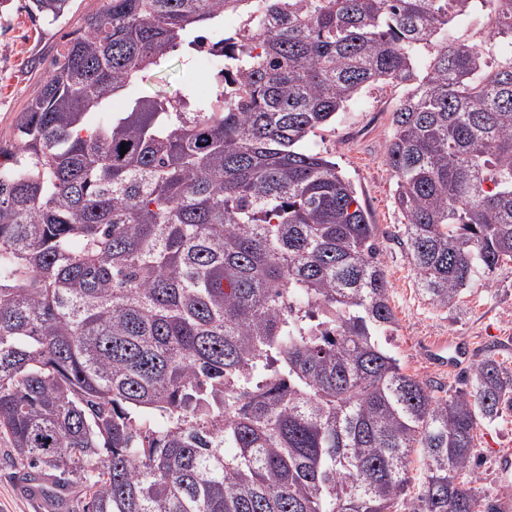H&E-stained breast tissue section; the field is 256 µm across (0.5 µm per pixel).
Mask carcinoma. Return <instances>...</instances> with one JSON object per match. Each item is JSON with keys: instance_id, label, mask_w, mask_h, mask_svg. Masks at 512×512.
Segmentation results:
<instances>
[{"instance_id": "carcinoma-1", "label": "carcinoma", "mask_w": 512, "mask_h": 512, "mask_svg": "<svg viewBox=\"0 0 512 512\" xmlns=\"http://www.w3.org/2000/svg\"><path fill=\"white\" fill-rule=\"evenodd\" d=\"M99 2L0 140V442L21 479L80 488L66 512H478L475 431L512 410V377L487 358L443 399L404 371L378 226L304 142L405 86L401 245L454 306L512 261V0L479 47L451 40L478 0H267L207 98L135 86L251 0Z\"/></svg>"}]
</instances>
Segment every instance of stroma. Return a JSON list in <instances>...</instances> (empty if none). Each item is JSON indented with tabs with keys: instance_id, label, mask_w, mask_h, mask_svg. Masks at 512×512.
I'll use <instances>...</instances> for the list:
<instances>
[{
	"instance_id": "obj_1",
	"label": "stroma",
	"mask_w": 512,
	"mask_h": 512,
	"mask_svg": "<svg viewBox=\"0 0 512 512\" xmlns=\"http://www.w3.org/2000/svg\"><path fill=\"white\" fill-rule=\"evenodd\" d=\"M29 5V0H5L0 6V138L11 135L18 113L45 78L51 59L75 37L79 15L95 11L98 0H76V16L53 24L31 15ZM188 78L199 95L212 92L213 79L202 72L198 59L178 50L169 57L165 81L151 77L143 87L172 96ZM403 93L400 85L363 90L307 145L339 165L377 224L397 320L393 351L407 373L445 398L461 388L473 363L483 358H493L512 374V262L497 268L488 281L464 290L454 307H434L419 295L415 271L399 244L404 218L394 203V180L384 152L391 114ZM445 339L467 342L469 359L448 370L433 367L424 349ZM475 444L479 512H498L501 499H512V482L503 483L497 464L499 451L512 449V411L479 426ZM6 454L0 445V512H48L43 502L26 495L11 478Z\"/></svg>"
}]
</instances>
